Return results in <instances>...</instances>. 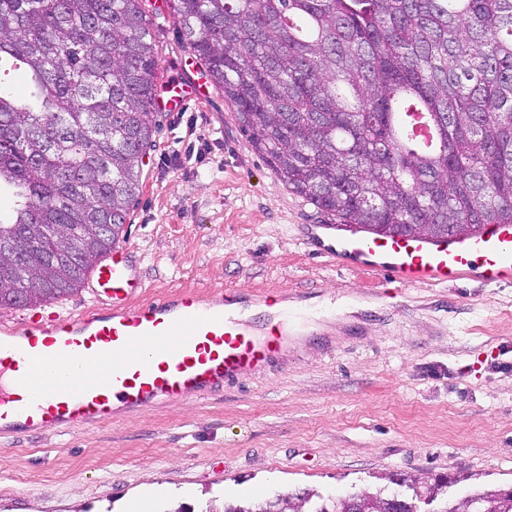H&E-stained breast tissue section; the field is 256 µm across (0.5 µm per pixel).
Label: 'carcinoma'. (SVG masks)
I'll return each mask as SVG.
<instances>
[{"instance_id": "carcinoma-1", "label": "carcinoma", "mask_w": 512, "mask_h": 512, "mask_svg": "<svg viewBox=\"0 0 512 512\" xmlns=\"http://www.w3.org/2000/svg\"><path fill=\"white\" fill-rule=\"evenodd\" d=\"M183 41L289 191L342 224H512V0H170ZM0 307L77 293L116 245L157 131L143 0H0ZM307 512H355L302 490ZM368 512H397L368 494ZM439 512H512L483 488Z\"/></svg>"}]
</instances>
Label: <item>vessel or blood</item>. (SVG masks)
Returning <instances> with one entry per match:
<instances>
[{
    "mask_svg": "<svg viewBox=\"0 0 512 512\" xmlns=\"http://www.w3.org/2000/svg\"><path fill=\"white\" fill-rule=\"evenodd\" d=\"M164 108L199 90L169 86ZM305 244L336 268L402 286L474 281L512 284V224L440 238L377 235L346 224H312ZM90 305L31 314L22 329L0 322V438L61 427L80 430L168 401L223 391L273 366L308 336L281 293L184 290L142 299L126 247L117 246L85 282Z\"/></svg>",
    "mask_w": 512,
    "mask_h": 512,
    "instance_id": "1",
    "label": "vessel or blood"
}]
</instances>
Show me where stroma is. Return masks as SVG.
Listing matches in <instances>:
<instances>
[{
    "instance_id": "1",
    "label": "stroma",
    "mask_w": 512,
    "mask_h": 512,
    "mask_svg": "<svg viewBox=\"0 0 512 512\" xmlns=\"http://www.w3.org/2000/svg\"><path fill=\"white\" fill-rule=\"evenodd\" d=\"M162 77L205 93L160 112L122 242L145 297L276 289L313 334L224 392L85 430L0 439V512H223L288 495L445 496L512 486V285L402 287L303 242L326 216L288 191L201 75L166 0H146Z\"/></svg>"
}]
</instances>
